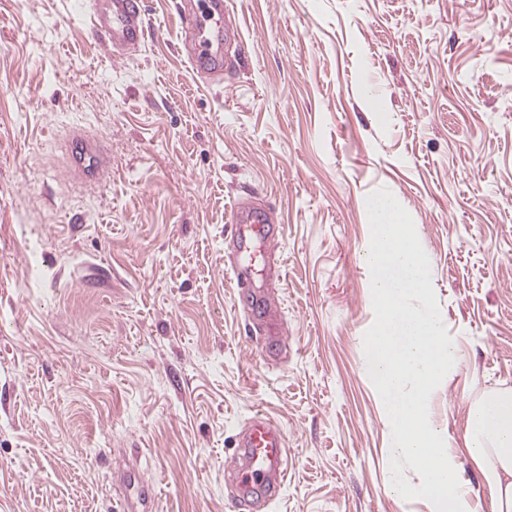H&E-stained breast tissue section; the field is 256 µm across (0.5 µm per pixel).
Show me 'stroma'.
Instances as JSON below:
<instances>
[{"label": "stroma", "instance_id": "obj_1", "mask_svg": "<svg viewBox=\"0 0 512 512\" xmlns=\"http://www.w3.org/2000/svg\"><path fill=\"white\" fill-rule=\"evenodd\" d=\"M105 56L84 0H0V512H239L224 473L262 412L288 479L265 512H430L391 486L367 374L366 198L388 189L427 254L456 369L429 413L471 488L469 406L512 387V0H226L242 39L219 83L173 23ZM81 127L111 157L68 175ZM256 196L286 338L258 342L224 264Z\"/></svg>", "mask_w": 512, "mask_h": 512}]
</instances>
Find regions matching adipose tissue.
Masks as SVG:
<instances>
[{"instance_id": "1", "label": "adipose tissue", "mask_w": 512, "mask_h": 512, "mask_svg": "<svg viewBox=\"0 0 512 512\" xmlns=\"http://www.w3.org/2000/svg\"><path fill=\"white\" fill-rule=\"evenodd\" d=\"M465 442L492 492L494 512H512V389L490 392L471 406Z\"/></svg>"}]
</instances>
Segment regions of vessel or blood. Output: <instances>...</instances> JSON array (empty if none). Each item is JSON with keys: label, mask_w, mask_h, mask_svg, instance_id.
<instances>
[{"label": "vessel or blood", "mask_w": 512, "mask_h": 512, "mask_svg": "<svg viewBox=\"0 0 512 512\" xmlns=\"http://www.w3.org/2000/svg\"><path fill=\"white\" fill-rule=\"evenodd\" d=\"M90 29L96 43L108 53L124 55L137 51L154 28L140 0H90ZM176 24L182 33L181 49L199 75H222L230 62L234 25L224 10V0H181ZM74 173L89 177L107 164L100 145L84 130H76L70 141ZM232 226L227 261L231 284L237 293L251 297L259 309V328L267 342L279 341L283 326L273 309L267 285L256 283L257 242H271L281 233L271 208L262 202L235 201L230 213ZM286 444L281 428L264 414H255L241 432L237 451L226 467L233 484L253 489V504L273 500L284 486L288 468Z\"/></svg>", "instance_id": "vessel-or-blood-1"}]
</instances>
